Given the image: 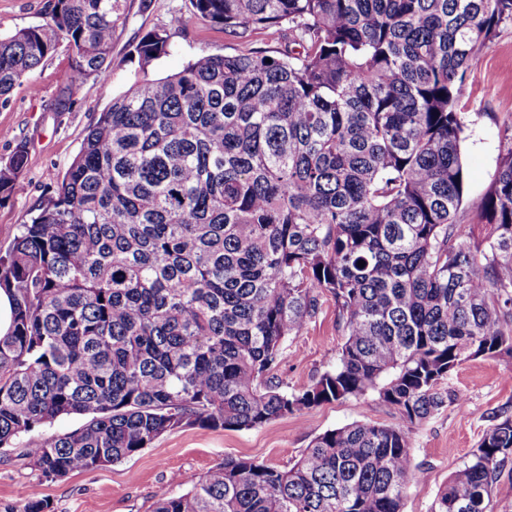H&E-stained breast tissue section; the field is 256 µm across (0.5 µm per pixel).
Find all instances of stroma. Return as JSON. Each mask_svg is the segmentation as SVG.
Masks as SVG:
<instances>
[{"instance_id":"obj_1","label":"stroma","mask_w":512,"mask_h":512,"mask_svg":"<svg viewBox=\"0 0 512 512\" xmlns=\"http://www.w3.org/2000/svg\"><path fill=\"white\" fill-rule=\"evenodd\" d=\"M47 0H0V34L38 25L46 19ZM182 26H173L174 16ZM152 30L166 31L168 53L148 68L161 78L201 55H230L243 50L280 51L287 32L252 31L241 40L196 16L190 0H121L112 36V75L107 82L87 81L75 93L69 111L53 106L69 66L66 49L47 58L0 102V164L17 144L28 163L8 199L0 200V249H6L41 200L55 192L78 153L88 128L113 97L133 82L140 67L133 48ZM476 76L465 85L460 105L469 119L461 146L467 188L458 223H471L493 181L501 154L512 146V21L501 24L481 53ZM345 341L336 303L322 296L315 317L290 337L275 375L288 389L311 385L333 369ZM443 387L450 400L413 429V461L424 478L413 485L403 512H431L439 488L468 459L496 418L512 417V357H479L453 370ZM357 421L400 424L398 413L372 394L326 402L252 429L186 427L163 434L133 457L94 471L75 472L59 481L42 479L23 457L22 447L0 449V512H19L31 495L48 499L55 512H153L159 494L191 489L224 457L251 459L280 469L291 466L317 434Z\"/></svg>"}]
</instances>
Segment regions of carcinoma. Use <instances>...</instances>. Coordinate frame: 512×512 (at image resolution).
Returning <instances> with one entry per match:
<instances>
[{"instance_id": "carcinoma-1", "label": "carcinoma", "mask_w": 512, "mask_h": 512, "mask_svg": "<svg viewBox=\"0 0 512 512\" xmlns=\"http://www.w3.org/2000/svg\"><path fill=\"white\" fill-rule=\"evenodd\" d=\"M276 55H203L152 79L168 37L134 46L141 77L101 112L56 192L0 254V448L30 439L41 476L120 463L166 432L258 428L374 393L403 424L316 435L277 469L226 457L154 512H402L423 471L412 429L462 363L512 356V148L470 224L458 108L512 0H191ZM118 0H48L0 36V99L65 46L57 111L112 73ZM271 62H266V59ZM27 165L0 166V199ZM365 261L359 266V261ZM332 296L346 341L312 385L274 380L289 337ZM80 416L62 434L39 429ZM512 418L488 427L432 512H494Z\"/></svg>"}]
</instances>
